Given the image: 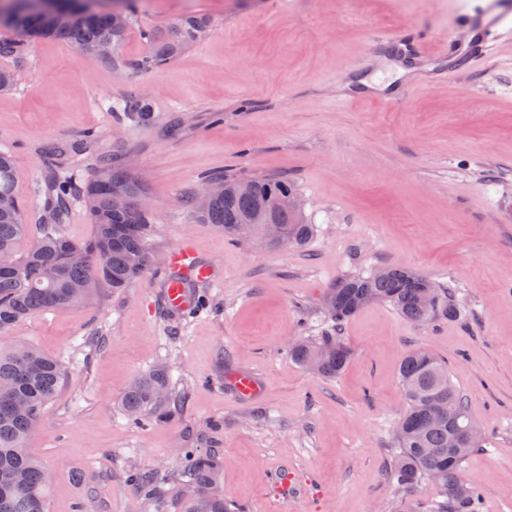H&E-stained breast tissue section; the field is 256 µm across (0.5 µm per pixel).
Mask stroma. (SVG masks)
Instances as JSON below:
<instances>
[{"mask_svg":"<svg viewBox=\"0 0 512 512\" xmlns=\"http://www.w3.org/2000/svg\"><path fill=\"white\" fill-rule=\"evenodd\" d=\"M488 0H138L119 52L131 67L35 43L0 57L15 87L0 91V150L36 223L45 150L67 146L66 171L92 179L101 160L135 159L160 256L189 240L215 266L207 312L170 309L167 266L115 294L41 312L10 330L58 359L65 379L45 407L29 453L52 474L48 512H183L172 482L176 450L215 454V491L239 512H409L437 497L404 496L390 475L392 428L405 408L398 367L424 348L448 365L484 437L464 463L480 512H512V31L494 57L442 78L441 57L413 61L387 39L417 30L468 49L462 16ZM187 15L203 36L146 70V32L169 34ZM404 96L386 107L380 100ZM148 99L151 122L123 112ZM95 138L83 151L70 145ZM294 183L313 224L303 249L228 241L188 204L205 174ZM413 267L452 288V321L415 325L373 304L342 328L324 296L341 275ZM341 335L352 351L328 379L295 364L296 338ZM166 367L184 404L167 422L129 424V386ZM252 373L251 399L225 379ZM154 472L146 496L131 468ZM303 493L274 486L279 469Z\"/></svg>","mask_w":512,"mask_h":512,"instance_id":"1","label":"stroma"}]
</instances>
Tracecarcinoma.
<instances>
[{
    "label": "carcinoma",
    "mask_w": 512,
    "mask_h": 512,
    "mask_svg": "<svg viewBox=\"0 0 512 512\" xmlns=\"http://www.w3.org/2000/svg\"><path fill=\"white\" fill-rule=\"evenodd\" d=\"M205 22L189 15L181 19L172 35L155 37L153 52L134 63L145 69L160 63L197 39ZM0 29L12 37L0 40V56L22 58L30 44L40 39L62 40L83 54H92L99 42L112 39L119 48L126 31L116 32L105 16L64 14L55 23L30 9L20 0L0 3ZM219 192L204 207L191 199L198 218L224 231L235 241L246 235L264 238L265 224H250L259 212L266 224H280L284 243L304 247L313 237V225L303 213L276 201L296 194V188L271 178L249 179L231 175H206ZM15 169L11 156L0 151V200L11 202L0 209V256H8L11 267H0V512H47L48 472L29 454L26 442L35 431L45 406L57 395L65 373L63 365L29 343L3 344L7 332L19 321L37 313L63 311L103 290L119 293L159 265L147 239L153 225L148 223L144 205L145 187L135 171L114 161L100 165L97 176L79 183L70 174H55L41 190L44 199L39 224L24 219V206L14 193ZM248 190L241 191V184ZM125 195L124 210L112 208V195ZM83 201L93 234L75 241L64 231L71 199ZM37 229L38 242L26 252L21 242ZM325 301L330 316L340 324L365 306L387 303L406 320L432 325L454 320L460 308L446 288H440L419 271L389 267L366 275L344 276L329 285ZM288 357L300 366L312 367L327 378L339 376L351 358V350L338 336H323L317 342L297 339L288 347ZM399 380L406 409L394 429L395 447L392 478L397 487L413 492L429 480L441 500L434 512H476L479 486L463 484L462 464L478 444L448 447L450 435L473 425L467 399L448 377L441 360L425 350L404 356ZM170 376L159 368L136 380L124 395V409L133 424L151 410L160 419L172 411ZM216 478L213 457L182 452L177 479L194 490L187 498L185 512H229L224 498L212 491ZM129 481L140 491L158 493L153 476L133 471Z\"/></svg>",
    "instance_id": "carcinoma-1"
}]
</instances>
